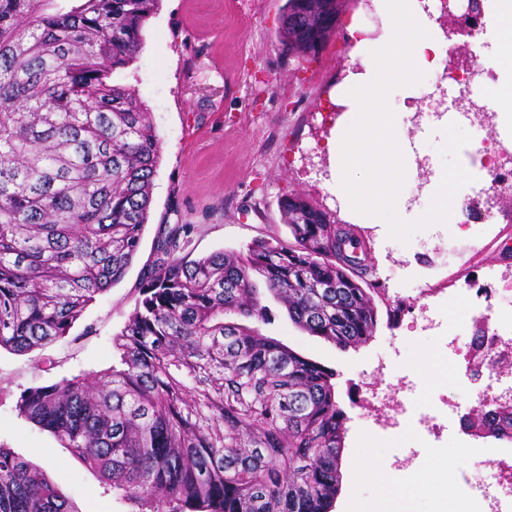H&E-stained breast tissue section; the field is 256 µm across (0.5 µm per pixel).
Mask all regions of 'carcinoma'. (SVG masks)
Returning a JSON list of instances; mask_svg holds the SVG:
<instances>
[{
  "mask_svg": "<svg viewBox=\"0 0 512 512\" xmlns=\"http://www.w3.org/2000/svg\"><path fill=\"white\" fill-rule=\"evenodd\" d=\"M159 2L0 0V349L66 336L141 249L161 141L111 76L139 55ZM334 12L336 0H288L281 44L306 51ZM279 210L292 240L239 254L194 258L191 225L159 229L117 362L17 400L130 512H329L336 499V373L249 325L268 317L254 277L342 349L373 337L378 289L354 225L286 198ZM0 512L78 510L0 447Z\"/></svg>",
  "mask_w": 512,
  "mask_h": 512,
  "instance_id": "obj_1",
  "label": "carcinoma"
}]
</instances>
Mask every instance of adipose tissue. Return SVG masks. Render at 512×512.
Listing matches in <instances>:
<instances>
[{"label":"adipose tissue","mask_w":512,"mask_h":512,"mask_svg":"<svg viewBox=\"0 0 512 512\" xmlns=\"http://www.w3.org/2000/svg\"><path fill=\"white\" fill-rule=\"evenodd\" d=\"M382 33L360 39L361 68L348 72L336 93L337 116L326 151L333 170L328 190L340 199L348 221L379 224H444L456 214L479 168L462 163L453 172L435 169L420 191L422 205L406 189L415 151L397 123L411 110L414 88L424 87L442 57L440 30L418 0H378Z\"/></svg>","instance_id":"ef3b65f1"}]
</instances>
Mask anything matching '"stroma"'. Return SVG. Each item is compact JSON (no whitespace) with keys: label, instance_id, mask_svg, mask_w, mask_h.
Listing matches in <instances>:
<instances>
[{"label":"stroma","instance_id":"1","mask_svg":"<svg viewBox=\"0 0 512 512\" xmlns=\"http://www.w3.org/2000/svg\"><path fill=\"white\" fill-rule=\"evenodd\" d=\"M285 3L161 0L142 28L140 54L112 76L135 90L161 139L142 249L125 279L97 296L67 336L30 354L0 352V446L40 467L78 512H126V507L105 495L97 473L52 434L19 416L16 401L25 389L111 366L112 339L140 298L139 274L151 259L159 225H192L193 254L202 257L243 251L258 239L290 240L279 201L291 193L334 211L336 220L344 218L319 166L332 128L323 115L338 78L356 64L345 49L347 25L339 23L329 35L317 64L297 73L296 61L276 42ZM494 213V223L456 229L403 224L387 232L360 225L368 262L382 287L375 298L377 329L366 344L342 349L311 335L292 323L280 302L264 295L270 319L260 331L336 373L347 432L334 512L353 507L439 512V502L429 494L400 499L357 477L358 464L371 459L400 478L396 454L419 446L405 422L397 437L380 434L377 421L392 406L365 409L358 388L379 364L407 365L415 355L432 357L443 350L442 339L412 328L405 312L422 283L440 288L446 297L471 285L512 286V258L503 245L512 239V204L503 203ZM461 439L457 430H444L438 467L420 457L427 482L473 468Z\"/></svg>","mask_w":512,"mask_h":512}]
</instances>
